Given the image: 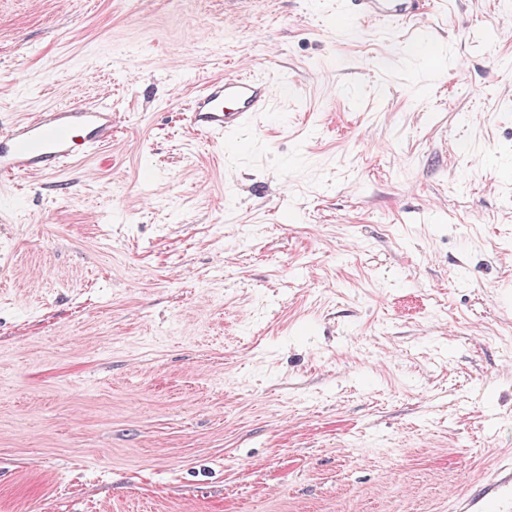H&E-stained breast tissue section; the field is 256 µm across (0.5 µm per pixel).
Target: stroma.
<instances>
[{"mask_svg":"<svg viewBox=\"0 0 512 512\" xmlns=\"http://www.w3.org/2000/svg\"><path fill=\"white\" fill-rule=\"evenodd\" d=\"M0 0V512H448L512 449V9ZM271 98L218 135L207 81ZM426 0H344L343 16L381 23L412 20L424 13ZM269 90L265 79L248 74L210 81L192 99L194 124L208 132H230L267 108ZM111 138V103L53 107L1 132L0 173L9 177L50 175L65 165L85 161L93 148Z\"/></svg>","mask_w":512,"mask_h":512,"instance_id":"35a3bbf8","label":"stroma"}]
</instances>
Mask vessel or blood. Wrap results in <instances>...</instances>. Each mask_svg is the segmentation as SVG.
<instances>
[{"label":"vessel or blood","instance_id":"obj_1","mask_svg":"<svg viewBox=\"0 0 512 512\" xmlns=\"http://www.w3.org/2000/svg\"><path fill=\"white\" fill-rule=\"evenodd\" d=\"M344 5L354 18L399 23L423 14L426 0H344ZM269 90L265 79L248 74L210 81L192 99L193 121L209 132L232 131L267 108ZM111 137V103L53 107L0 134V174L50 175L85 161ZM451 512H512V462L455 496Z\"/></svg>","mask_w":512,"mask_h":512}]
</instances>
